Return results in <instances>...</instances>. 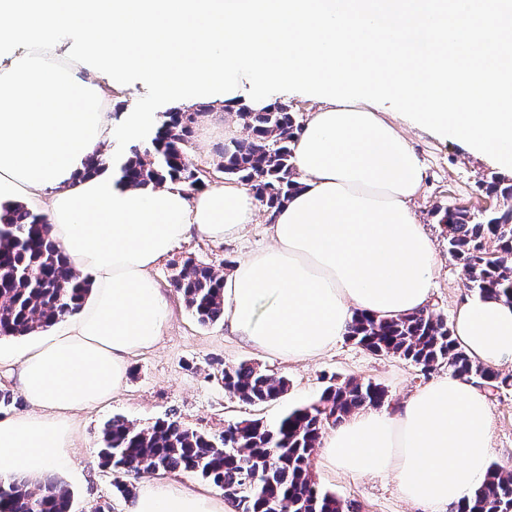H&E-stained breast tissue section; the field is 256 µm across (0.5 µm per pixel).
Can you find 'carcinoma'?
I'll return each instance as SVG.
<instances>
[{
    "instance_id": "carcinoma-1",
    "label": "carcinoma",
    "mask_w": 512,
    "mask_h": 512,
    "mask_svg": "<svg viewBox=\"0 0 512 512\" xmlns=\"http://www.w3.org/2000/svg\"><path fill=\"white\" fill-rule=\"evenodd\" d=\"M199 112H166L146 146H130L122 180L131 187L178 183L187 190L205 187V170L189 152ZM248 140L224 146L221 172L249 187L266 211L288 201L299 182L292 144L302 130L288 105L274 102L259 112L238 113ZM448 253L466 273L465 287L479 296L512 303V206L474 212L447 208L440 218ZM172 281L186 308L203 325L224 320V277L188 257L175 264ZM90 292L88 278L69 266L49 234L46 216L20 203L0 204V339L22 337L75 314ZM347 337L372 353L398 356L428 370L447 364L451 373L472 378L494 391L512 386L502 376L474 364L454 344L446 320L431 313L383 319L357 313ZM224 390L248 405L275 401L288 380L252 363L216 367ZM385 388L350 380L327 386L321 395L278 420L245 419L218 433L183 427L173 419L139 427L122 417L100 431L98 458L118 474L114 487L123 496L133 486L122 477L142 472H182L200 476L236 503L238 512H264L274 499L285 512H344L336 496L321 490L311 474V458L322 431L364 407H381ZM72 494L57 481L38 489L16 479L0 482V512H71ZM457 512H512V472L491 466L486 481Z\"/></svg>"
}]
</instances>
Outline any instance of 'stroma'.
Segmentation results:
<instances>
[{"mask_svg": "<svg viewBox=\"0 0 512 512\" xmlns=\"http://www.w3.org/2000/svg\"><path fill=\"white\" fill-rule=\"evenodd\" d=\"M175 108V103L138 85L120 99L106 100L104 110L112 124L120 127L132 113H150L156 123L162 113ZM201 110L190 140L191 159L212 171V182L218 185L224 181L217 170L222 162L220 149L230 141L246 138L248 132L236 113L206 104ZM395 122L425 169L423 185L411 207L430 236L438 258L429 310L450 321L469 291L464 286L463 268L448 253L436 212L458 205L473 209L495 204L487 187L502 174L485 157L439 137L430 128L413 124L402 115ZM267 217V212H258L256 223L232 243L191 238L170 261L156 269L154 276L173 304L172 319L155 347L131 358L124 389L104 406L77 416L71 450L73 471L61 478L73 494L74 512H94L96 506L105 504L110 512H126L127 497L116 493L112 471L102 467L96 456L100 429L112 417L122 416L147 427L172 413L183 427L221 431L244 419L276 420L288 410L316 399L329 383L350 378L383 386L388 392L386 406L394 410L418 387L447 374V365L425 372L402 358L372 354L345 338L317 359L293 363L243 342L223 324L200 325L174 290L173 264L191 257L209 264L218 274H228L229 263L270 246ZM243 361L286 378L287 393L275 402L254 406L230 398L214 378V369L220 362L228 366ZM491 412L495 425L492 461L503 470L512 471V386L492 393ZM312 474L319 486L350 505L352 512H420L419 507L401 497L393 477L367 475L354 479L339 471L317 468Z\"/></svg>", "mask_w": 512, "mask_h": 512, "instance_id": "35a3bbf8", "label": "stroma"}]
</instances>
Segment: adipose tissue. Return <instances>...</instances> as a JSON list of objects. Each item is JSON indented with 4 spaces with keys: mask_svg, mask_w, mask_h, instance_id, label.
Segmentation results:
<instances>
[{
    "mask_svg": "<svg viewBox=\"0 0 512 512\" xmlns=\"http://www.w3.org/2000/svg\"><path fill=\"white\" fill-rule=\"evenodd\" d=\"M75 34L109 73L85 80L55 61ZM30 51L0 68V200L45 215L92 291L14 360L30 409L0 417V480L72 469L77 413L126 384L173 310L153 272L197 236L241 238L259 202L226 183L187 194L133 188L102 154L103 110L135 74L176 102L258 110L296 86L318 102L293 145L299 189L272 215L270 247L224 280V323L253 346L305 362L332 349L355 313L427 311L437 256L410 202L424 181L406 138L372 100L512 169V0H0V44ZM100 162L97 174L86 167ZM453 338L475 363L512 365V306L473 296ZM488 391L446 374L396 410L368 408L324 431L319 464L393 474L421 512H455L487 477ZM128 512H236L233 501L162 475Z\"/></svg>",
    "mask_w": 512,
    "mask_h": 512,
    "instance_id": "adipose-tissue-1",
    "label": "adipose tissue"
}]
</instances>
